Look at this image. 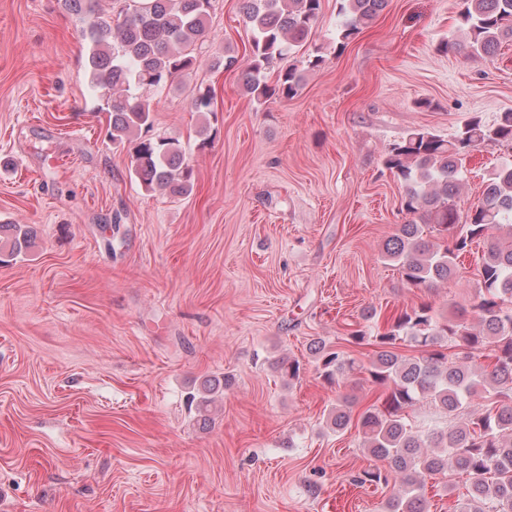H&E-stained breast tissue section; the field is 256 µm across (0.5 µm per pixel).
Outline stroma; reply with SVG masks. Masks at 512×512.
<instances>
[{
	"instance_id": "obj_1",
	"label": "stroma",
	"mask_w": 512,
	"mask_h": 512,
	"mask_svg": "<svg viewBox=\"0 0 512 512\" xmlns=\"http://www.w3.org/2000/svg\"><path fill=\"white\" fill-rule=\"evenodd\" d=\"M240 5L214 0L196 65L152 94L154 134L178 138L193 169L192 193L172 197L105 136L86 17L0 0V224L33 235L0 264V512H384L392 487L351 483L378 464L357 428L326 424L339 395L361 409L385 397L373 346L351 334L368 306L385 319L469 308L485 246L448 282L408 286L383 253L407 220L383 160L407 130L450 140L512 111V41L490 58L449 54L457 0H388L336 53L339 0H323L297 55L324 63L294 98L260 105L217 65L247 58ZM207 88L202 114L192 100ZM509 156L472 153L461 209ZM317 338L358 370L327 382ZM280 356L299 378L274 371ZM226 376L210 418L190 410L204 380ZM468 487L427 480L429 512H458Z\"/></svg>"
}]
</instances>
